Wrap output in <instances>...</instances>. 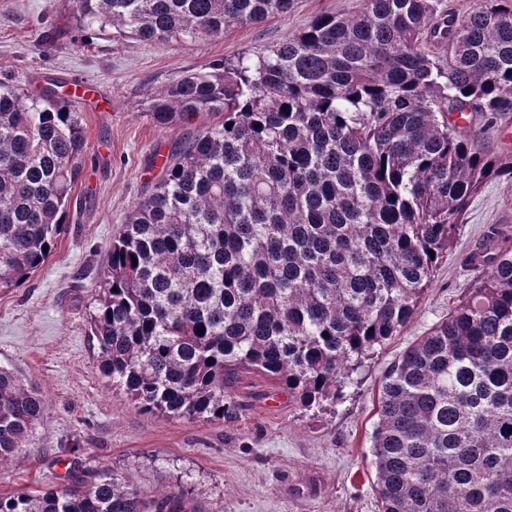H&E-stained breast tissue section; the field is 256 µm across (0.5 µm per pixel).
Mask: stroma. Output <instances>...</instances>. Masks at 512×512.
I'll use <instances>...</instances> for the list:
<instances>
[{
  "instance_id": "stroma-1",
  "label": "stroma",
  "mask_w": 512,
  "mask_h": 512,
  "mask_svg": "<svg viewBox=\"0 0 512 512\" xmlns=\"http://www.w3.org/2000/svg\"><path fill=\"white\" fill-rule=\"evenodd\" d=\"M363 0H293L288 13L223 37L184 45L145 44L111 31L78 33L67 0H0V83L39 92L47 79L81 77L96 88L82 105L86 138L69 220L45 266L22 287L0 291V366L44 397L39 444L0 470V494L61 486L59 463L108 470L142 498L182 494L188 512H378L371 434L381 380L399 354L447 317L472 287L470 261L489 235L512 241V185L488 182L472 199L447 257L414 319L366 360L336 405L304 411L278 397V384L242 371L231 389L237 411L224 421L138 412L108 389L88 319L112 237L158 179L154 153H168L189 130L156 127L152 93L179 76L241 53L260 54L320 13L350 14ZM55 32L54 46L42 43Z\"/></svg>"
}]
</instances>
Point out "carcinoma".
Here are the masks:
<instances>
[{"label": "carcinoma", "mask_w": 512, "mask_h": 512, "mask_svg": "<svg viewBox=\"0 0 512 512\" xmlns=\"http://www.w3.org/2000/svg\"><path fill=\"white\" fill-rule=\"evenodd\" d=\"M79 32L148 44L215 38L292 0H69ZM438 39L442 54L431 50ZM161 128L222 120L167 154L112 237L89 331L101 375L143 412L224 420L242 369L303 408L334 402L413 320L470 201L512 183V154L449 120L512 112V0H364L286 40L171 80ZM231 128H226V125ZM85 134L70 92L0 85V291L64 232ZM48 251H43V248ZM381 381L371 440L379 512H512V244ZM44 406L0 367V468ZM112 473L0 496V512H164Z\"/></svg>", "instance_id": "carcinoma-1"}]
</instances>
